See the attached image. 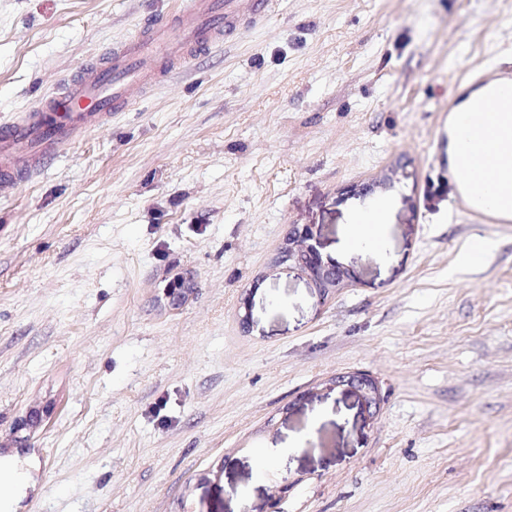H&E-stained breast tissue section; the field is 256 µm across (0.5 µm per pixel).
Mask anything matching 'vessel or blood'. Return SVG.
Instances as JSON below:
<instances>
[{"label": "vessel or blood", "instance_id": "vessel-or-blood-1", "mask_svg": "<svg viewBox=\"0 0 512 512\" xmlns=\"http://www.w3.org/2000/svg\"><path fill=\"white\" fill-rule=\"evenodd\" d=\"M276 0H185L84 64L59 89L0 127V195L104 126L153 87L267 21Z\"/></svg>", "mask_w": 512, "mask_h": 512}]
</instances>
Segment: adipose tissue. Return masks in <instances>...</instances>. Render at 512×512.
<instances>
[{
	"label": "adipose tissue",
	"instance_id": "adipose-tissue-1",
	"mask_svg": "<svg viewBox=\"0 0 512 512\" xmlns=\"http://www.w3.org/2000/svg\"><path fill=\"white\" fill-rule=\"evenodd\" d=\"M483 151L492 188H512V113L498 111L485 89L472 91L448 118V159L465 151ZM33 461L9 453L0 456V512H17L22 495L35 485Z\"/></svg>",
	"mask_w": 512,
	"mask_h": 512
}]
</instances>
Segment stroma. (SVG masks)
I'll return each mask as SVG.
<instances>
[{
	"label": "stroma",
	"instance_id": "stroma-1",
	"mask_svg": "<svg viewBox=\"0 0 512 512\" xmlns=\"http://www.w3.org/2000/svg\"><path fill=\"white\" fill-rule=\"evenodd\" d=\"M183 2L0 0V124ZM278 3L0 196L21 512H512V223L447 172L512 0ZM376 202L385 253L336 258ZM298 225L339 287L280 261Z\"/></svg>",
	"mask_w": 512,
	"mask_h": 512
}]
</instances>
